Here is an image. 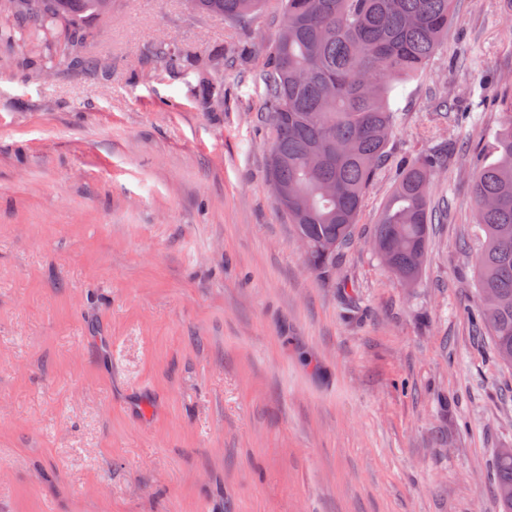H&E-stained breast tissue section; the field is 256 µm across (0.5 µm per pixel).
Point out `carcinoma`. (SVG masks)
<instances>
[{
	"mask_svg": "<svg viewBox=\"0 0 512 512\" xmlns=\"http://www.w3.org/2000/svg\"><path fill=\"white\" fill-rule=\"evenodd\" d=\"M101 0H20L16 17L49 22L70 44ZM264 0H194L195 8L236 19ZM455 0H282L270 47L266 120L273 130L270 179L291 194L275 197L294 231L313 246L311 262L328 270L352 237L364 194L386 158L398 114L389 103L448 35ZM495 160L474 168L475 222L484 234L477 260L479 327L498 358H512V113L498 129ZM445 160L415 157L402 168L375 238L390 270L411 284L427 256L430 180ZM495 488L512 512V448L501 452Z\"/></svg>",
	"mask_w": 512,
	"mask_h": 512,
	"instance_id": "1",
	"label": "carcinoma"
}]
</instances>
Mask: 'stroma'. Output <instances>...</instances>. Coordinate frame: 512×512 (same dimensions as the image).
Returning <instances> with one entry per match:
<instances>
[{
  "instance_id": "1",
  "label": "stroma",
  "mask_w": 512,
  "mask_h": 512,
  "mask_svg": "<svg viewBox=\"0 0 512 512\" xmlns=\"http://www.w3.org/2000/svg\"><path fill=\"white\" fill-rule=\"evenodd\" d=\"M279 20V0L237 20L112 0L76 67L54 28L0 15V512H501L512 369L470 319V171L512 97V0H456L392 91L326 273L269 187ZM430 153L443 221L407 287L373 237Z\"/></svg>"
}]
</instances>
